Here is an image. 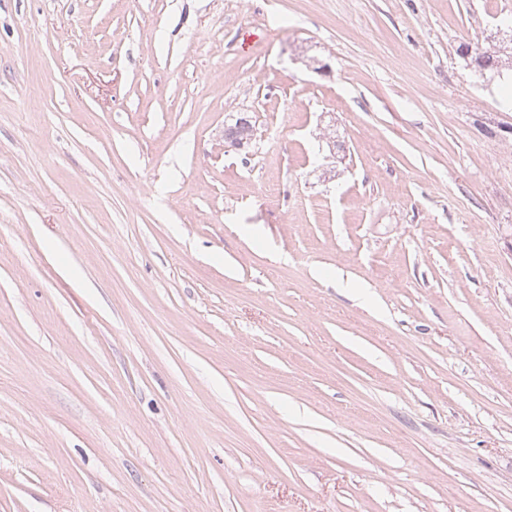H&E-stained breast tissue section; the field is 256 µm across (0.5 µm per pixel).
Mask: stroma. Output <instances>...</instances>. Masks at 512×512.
<instances>
[{
  "label": "stroma",
  "instance_id": "obj_1",
  "mask_svg": "<svg viewBox=\"0 0 512 512\" xmlns=\"http://www.w3.org/2000/svg\"><path fill=\"white\" fill-rule=\"evenodd\" d=\"M502 18L0 0V512H512Z\"/></svg>",
  "mask_w": 512,
  "mask_h": 512
}]
</instances>
